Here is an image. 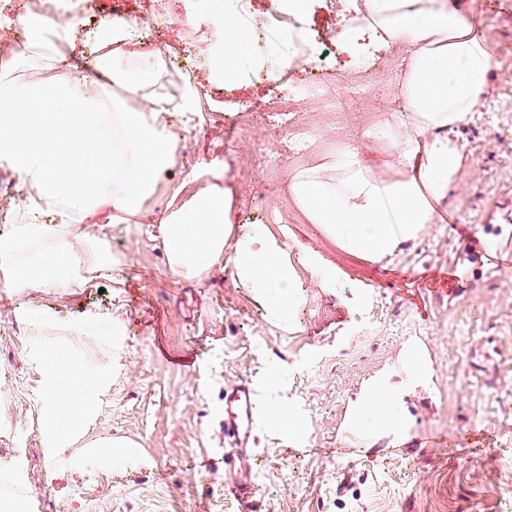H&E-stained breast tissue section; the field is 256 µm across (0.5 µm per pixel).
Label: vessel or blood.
Masks as SVG:
<instances>
[{"label": "vessel or blood", "mask_w": 512, "mask_h": 512, "mask_svg": "<svg viewBox=\"0 0 512 512\" xmlns=\"http://www.w3.org/2000/svg\"><path fill=\"white\" fill-rule=\"evenodd\" d=\"M470 281L461 266L446 268L433 282L431 291L441 296L468 294ZM505 354L498 337L486 336L473 343L465 353L469 371L485 389L500 385L499 364ZM257 389L251 379L242 378L224 388V418L220 433L224 438V497L236 505V512H258V486L251 465L257 457Z\"/></svg>", "instance_id": "1"}]
</instances>
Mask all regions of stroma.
<instances>
[{"instance_id":"obj_1","label":"stroma","mask_w":512,"mask_h":512,"mask_svg":"<svg viewBox=\"0 0 512 512\" xmlns=\"http://www.w3.org/2000/svg\"><path fill=\"white\" fill-rule=\"evenodd\" d=\"M23 0L0 7V74L14 80L42 78L13 48L23 35L16 25ZM218 0H163L162 16L145 29L147 45L176 54L179 79L191 80L201 122L214 129L187 135L178 152L184 173L206 180L224 174L236 224L269 225L285 243L289 258L315 255L339 270L323 286L317 274L304 278L303 300L288 327L269 322L247 289L236 286L229 268L217 265L190 279L176 278L155 216L165 212L172 190L160 186L143 214L113 216L103 211L87 223L115 260L87 287L72 291L31 288L0 294V370L13 387L0 392V448L20 449L25 489L15 490L26 512H235L224 498V387L253 380L259 404L274 381L298 423L296 434L269 428L256 432L259 461L255 479L261 512H512V357L501 363L502 385L484 390L463 362L477 337L495 335L512 347V271L507 257L486 258L474 271L468 301L427 299L422 309L398 302L385 278L387 268L409 275L424 265L441 267L456 258L453 227L512 238V0H475L483 36L499 66L476 112L459 128L469 159L448 192L445 221L429 225L420 239L394 256L369 261L336 249L321 225L304 223L288 201L287 161L278 189L256 206L244 200L264 172L248 146L226 140L233 119L229 105L240 102L266 118L271 140L286 131L267 112L268 98L292 97L316 74L328 38L343 25L340 0H309L306 58L282 70L277 80L247 75L227 86L207 81L209 48L219 34L211 18ZM99 0H84L70 14L74 40L69 63L93 62ZM246 20L259 54L280 43L293 17L273 12L270 0H248ZM357 101H347L336 125L323 126L304 158L345 145L362 146ZM50 321L63 329L82 328L80 352L95 349L99 325L113 327L124 354L120 375L105 392L92 436L139 444L134 460L100 463L87 449L48 454L37 416L42 400L41 370L31 355V336L16 334L20 317ZM424 352L423 375L409 368L407 347ZM387 387L397 423L371 426L358 412L367 391ZM372 429L370 443L345 438V424ZM449 435L472 431L473 445L453 443L416 455L397 449L413 431Z\"/></svg>"}]
</instances>
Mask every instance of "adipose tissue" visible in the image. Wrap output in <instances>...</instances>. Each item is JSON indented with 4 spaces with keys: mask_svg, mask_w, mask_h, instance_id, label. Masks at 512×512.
<instances>
[{
    "mask_svg": "<svg viewBox=\"0 0 512 512\" xmlns=\"http://www.w3.org/2000/svg\"><path fill=\"white\" fill-rule=\"evenodd\" d=\"M214 23L225 47L214 71L232 82L252 33L236 0H226ZM103 26L96 89H89L85 75H59L67 27L40 16L23 22V54L45 80L0 85V157L18 173L23 198L11 235L0 238V268L19 291L43 283L84 287L112 265V252L101 242L77 255L87 238L86 219L105 205L142 212L160 184L180 176L174 120L196 111V98L188 91L169 93L163 56L141 65L133 22L109 18ZM362 29L408 48V65L397 77L403 110L365 132L370 156L347 146L293 170L289 200L307 223L322 225L339 250L380 260L440 223V206L465 165L458 130L487 93L497 61L472 19L451 0H366L347 26L344 44ZM129 99L142 101V108H127ZM221 180L213 174L161 218L170 268L191 278L224 262L266 318L287 326L302 270L327 282L338 272L310 255L290 260L268 225L232 224ZM77 342L74 336H41L33 351L42 369L39 417L52 454L83 439L112 381L111 369L91 354L80 371H72Z\"/></svg>",
    "mask_w": 512,
    "mask_h": 512,
    "instance_id": "adipose-tissue-1",
    "label": "adipose tissue"
}]
</instances>
